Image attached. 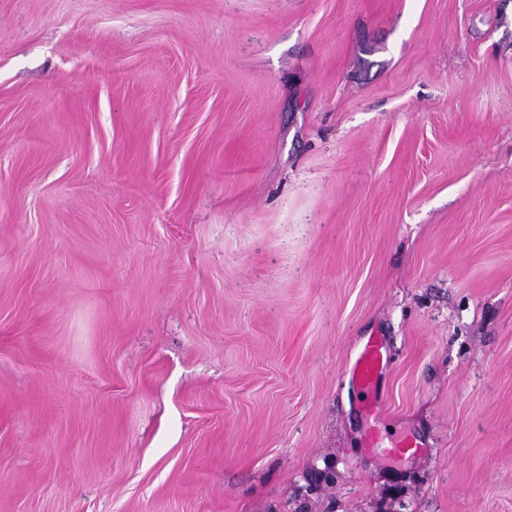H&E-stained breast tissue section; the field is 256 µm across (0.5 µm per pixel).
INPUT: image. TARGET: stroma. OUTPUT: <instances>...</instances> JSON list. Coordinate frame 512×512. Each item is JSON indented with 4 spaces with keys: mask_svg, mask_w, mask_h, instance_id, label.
I'll list each match as a JSON object with an SVG mask.
<instances>
[{
    "mask_svg": "<svg viewBox=\"0 0 512 512\" xmlns=\"http://www.w3.org/2000/svg\"><path fill=\"white\" fill-rule=\"evenodd\" d=\"M0 512H512V0H0ZM382 343L375 338H369L358 350L349 373L356 388L361 394V403L369 414L377 415L376 388L379 376L384 371ZM367 439L369 448L384 455H401L417 448L415 442L410 438L386 442L385 437L376 430H372Z\"/></svg>",
    "mask_w": 512,
    "mask_h": 512,
    "instance_id": "1",
    "label": "stroma"
}]
</instances>
